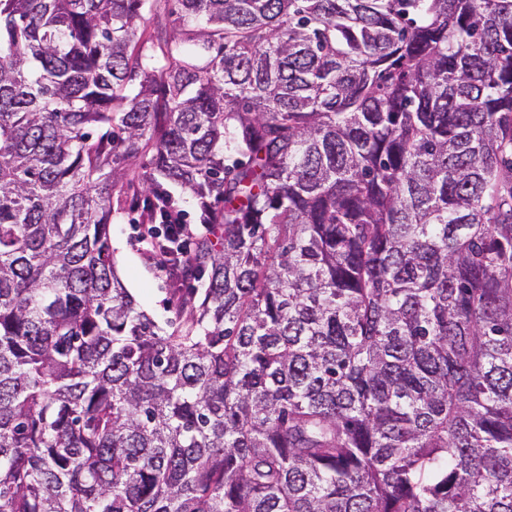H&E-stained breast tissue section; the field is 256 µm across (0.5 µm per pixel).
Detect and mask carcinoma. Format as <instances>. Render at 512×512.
<instances>
[{"mask_svg": "<svg viewBox=\"0 0 512 512\" xmlns=\"http://www.w3.org/2000/svg\"><path fill=\"white\" fill-rule=\"evenodd\" d=\"M176 2L0 0V512H512V0ZM152 15L147 14L140 24L136 49L146 55H152L160 65L165 64L164 55L168 49L163 41L159 42L154 32ZM123 192H127L123 193ZM121 193V206L115 196L112 210L111 243L116 268L120 279L132 294L140 308L162 326L175 319V311L169 303L170 280L168 269L161 265L160 272L155 254L143 250L139 241L150 238V225L141 224L140 214L145 204L153 199L152 194L142 191L141 185L134 190ZM137 199H132L133 193ZM138 204L135 210H129L131 204ZM163 189L178 202L180 209H182L185 214L184 223L186 224H175L174 226L175 232L178 235V244L181 245L185 241L199 236L200 234L192 229L196 227L194 224H200V207L197 201L194 199L184 200L185 196L177 186L164 184ZM190 224L191 228L189 227Z\"/></svg>", "mask_w": 512, "mask_h": 512, "instance_id": "cac0c4a2", "label": "carcinoma"}]
</instances>
